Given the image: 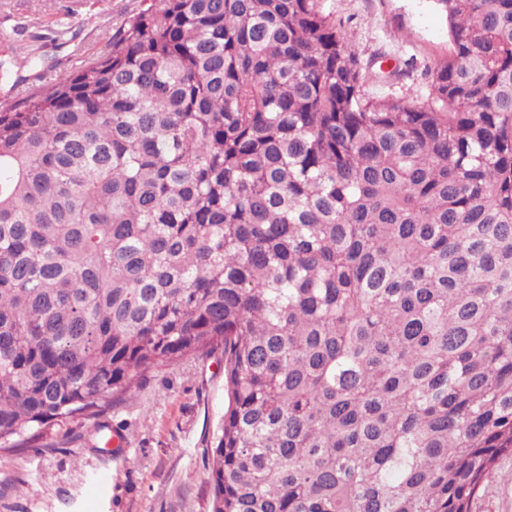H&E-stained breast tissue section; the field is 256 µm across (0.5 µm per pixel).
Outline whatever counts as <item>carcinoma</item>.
Here are the masks:
<instances>
[{"label":"carcinoma","instance_id":"cac0c4a2","mask_svg":"<svg viewBox=\"0 0 512 512\" xmlns=\"http://www.w3.org/2000/svg\"><path fill=\"white\" fill-rule=\"evenodd\" d=\"M320 0H141L0 55V449L224 356L213 512H471L512 455V0H434L426 88Z\"/></svg>","mask_w":512,"mask_h":512}]
</instances>
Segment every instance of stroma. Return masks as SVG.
Listing matches in <instances>:
<instances>
[{"label": "stroma", "mask_w": 512, "mask_h": 512, "mask_svg": "<svg viewBox=\"0 0 512 512\" xmlns=\"http://www.w3.org/2000/svg\"><path fill=\"white\" fill-rule=\"evenodd\" d=\"M139 0H0V49L23 29L39 68L61 74L104 52ZM363 61L412 62L409 76L366 87L369 97L422 87L448 52V22L432 0H322ZM227 395L220 356L184 359L147 374L141 388L97 421H74L35 444L0 450V512H212L208 450ZM125 435L128 447L102 446ZM111 471L103 488L96 480ZM473 512H512V455L482 483Z\"/></svg>", "instance_id": "1"}]
</instances>
